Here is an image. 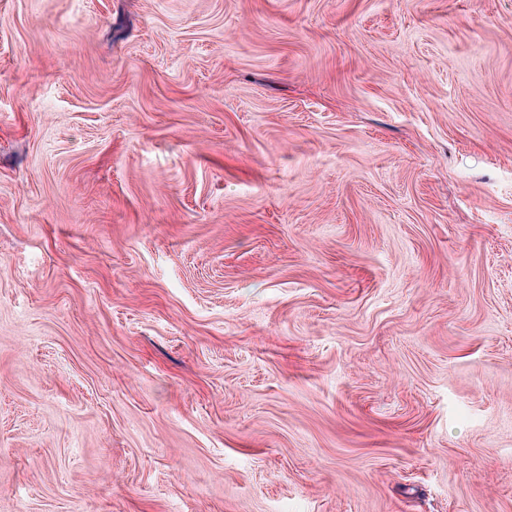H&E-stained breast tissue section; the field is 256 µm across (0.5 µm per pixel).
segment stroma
Instances as JSON below:
<instances>
[{
  "label": "stroma",
  "mask_w": 512,
  "mask_h": 512,
  "mask_svg": "<svg viewBox=\"0 0 512 512\" xmlns=\"http://www.w3.org/2000/svg\"><path fill=\"white\" fill-rule=\"evenodd\" d=\"M0 512H512V0H0Z\"/></svg>",
  "instance_id": "1"
}]
</instances>
